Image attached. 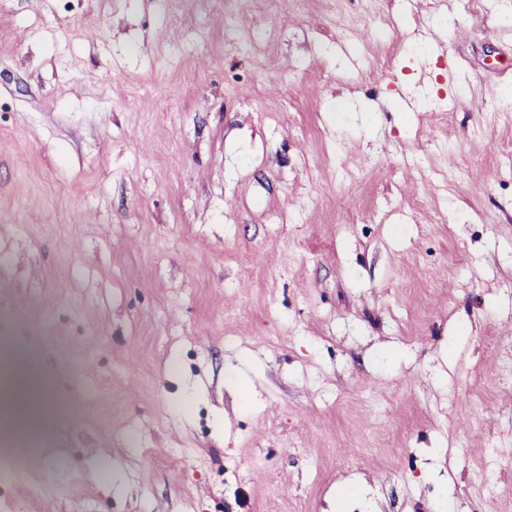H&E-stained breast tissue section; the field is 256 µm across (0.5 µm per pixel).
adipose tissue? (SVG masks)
<instances>
[{
    "instance_id": "ef3b65f1",
    "label": "adipose tissue",
    "mask_w": 512,
    "mask_h": 512,
    "mask_svg": "<svg viewBox=\"0 0 512 512\" xmlns=\"http://www.w3.org/2000/svg\"><path fill=\"white\" fill-rule=\"evenodd\" d=\"M50 411L45 394L15 353L0 352V421L30 429Z\"/></svg>"
}]
</instances>
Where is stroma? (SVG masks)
<instances>
[{
	"label": "stroma",
	"mask_w": 512,
	"mask_h": 512,
	"mask_svg": "<svg viewBox=\"0 0 512 512\" xmlns=\"http://www.w3.org/2000/svg\"><path fill=\"white\" fill-rule=\"evenodd\" d=\"M28 338L0 512H512V0H0Z\"/></svg>",
	"instance_id": "stroma-1"
}]
</instances>
